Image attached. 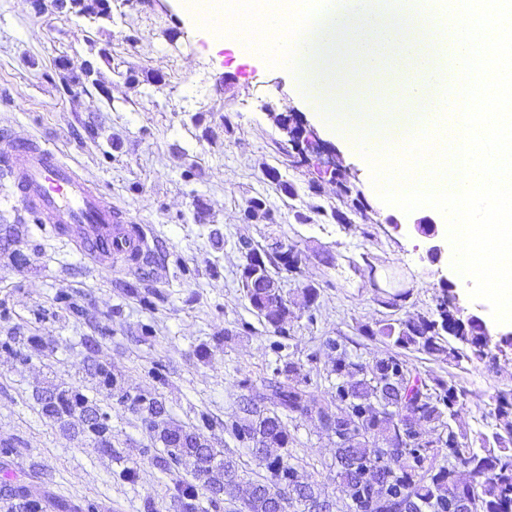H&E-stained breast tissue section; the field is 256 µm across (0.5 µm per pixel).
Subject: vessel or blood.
Listing matches in <instances>:
<instances>
[{
	"instance_id": "obj_1",
	"label": "vessel or blood",
	"mask_w": 512,
	"mask_h": 512,
	"mask_svg": "<svg viewBox=\"0 0 512 512\" xmlns=\"http://www.w3.org/2000/svg\"><path fill=\"white\" fill-rule=\"evenodd\" d=\"M0 173L27 212L50 216L54 231L74 234L79 251L97 265L118 255L134 258L147 247L142 225L127 220L101 190L54 151L31 140L0 136Z\"/></svg>"
}]
</instances>
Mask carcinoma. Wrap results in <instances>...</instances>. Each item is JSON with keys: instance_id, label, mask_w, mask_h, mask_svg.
<instances>
[{"instance_id": "carcinoma-1", "label": "carcinoma", "mask_w": 512, "mask_h": 512, "mask_svg": "<svg viewBox=\"0 0 512 512\" xmlns=\"http://www.w3.org/2000/svg\"><path fill=\"white\" fill-rule=\"evenodd\" d=\"M333 180L350 209L364 207L344 173L336 171ZM247 218L270 219L262 199H251ZM287 256L286 250L262 255L253 248L241 266V285L250 306L281 334L288 304L281 289L272 287L269 266H286ZM436 312L435 318L415 313L369 334L383 336L401 349L413 347L457 363L489 354L478 329L462 322L447 297L439 300ZM300 370L291 360L276 368L263 391L249 398L241 407L242 416L231 424L240 441L252 444L253 456L266 470L261 480H244L237 462L206 442L198 443L201 434L195 431H158L165 452L160 466H184L198 481L176 484L178 512H205L198 489L215 485L241 501L239 512H283L286 503L297 504L300 512H321L327 498L319 488L300 481L288 462L289 436L282 419L284 414L305 417L313 412L322 424L336 420V478L350 499L348 512H449L455 501L466 502V512H512V453H507L512 445L511 391L497 396L494 445L477 452L459 441L451 425L463 391L443 378L421 377L397 354L371 366L349 360L344 350L336 354L334 372L348 380L336 384L333 410L310 407L306 392L294 381ZM84 402L78 393L62 394L46 405V412L61 418ZM425 423L442 430L438 441L421 439ZM460 466L468 470L470 482L460 480Z\"/></svg>"}]
</instances>
